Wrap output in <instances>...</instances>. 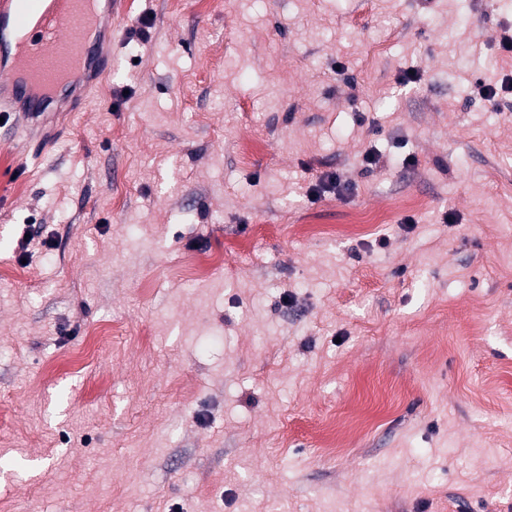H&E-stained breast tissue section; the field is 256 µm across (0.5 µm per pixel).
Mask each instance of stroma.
I'll list each match as a JSON object with an SVG mask.
<instances>
[{
	"label": "stroma",
	"mask_w": 512,
	"mask_h": 512,
	"mask_svg": "<svg viewBox=\"0 0 512 512\" xmlns=\"http://www.w3.org/2000/svg\"><path fill=\"white\" fill-rule=\"evenodd\" d=\"M506 35L512 0H127L81 110L6 114L8 512H512ZM355 212L390 221L319 235Z\"/></svg>",
	"instance_id": "1"
}]
</instances>
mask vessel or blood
<instances>
[{
    "instance_id": "obj_1",
    "label": "vessel or blood",
    "mask_w": 512,
    "mask_h": 512,
    "mask_svg": "<svg viewBox=\"0 0 512 512\" xmlns=\"http://www.w3.org/2000/svg\"><path fill=\"white\" fill-rule=\"evenodd\" d=\"M88 0H0V112L37 115L59 98L74 73L95 86L111 57L87 48L101 12Z\"/></svg>"
}]
</instances>
